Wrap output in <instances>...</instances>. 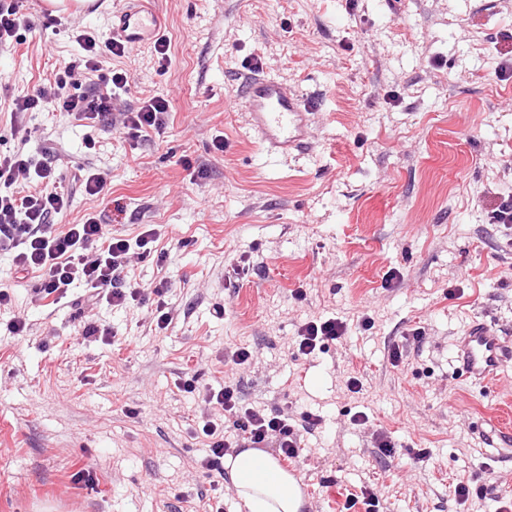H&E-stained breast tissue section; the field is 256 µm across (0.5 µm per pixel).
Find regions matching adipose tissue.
<instances>
[{
	"mask_svg": "<svg viewBox=\"0 0 512 512\" xmlns=\"http://www.w3.org/2000/svg\"><path fill=\"white\" fill-rule=\"evenodd\" d=\"M224 471L235 490L237 512H300V479L272 454L256 448L227 454Z\"/></svg>",
	"mask_w": 512,
	"mask_h": 512,
	"instance_id": "adipose-tissue-1",
	"label": "adipose tissue"
}]
</instances>
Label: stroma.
Masks as SVG:
<instances>
[{
    "mask_svg": "<svg viewBox=\"0 0 512 512\" xmlns=\"http://www.w3.org/2000/svg\"><path fill=\"white\" fill-rule=\"evenodd\" d=\"M113 8L52 15L23 0L26 42L0 46V152L41 160L66 186L105 172L103 191L76 193L57 222L158 228L166 261L140 260L130 278L167 281L174 320L158 331L147 309L80 288L33 300L36 278L0 257L13 296L0 308V512H202L206 442L179 389L193 374L238 385L246 405L322 415L301 435L302 512H341L364 489L380 512H502L512 367L472 383L455 342L477 319L512 339V228L488 216L512 195V0H156L167 54L103 49L99 76L127 73L121 109L168 100L164 134L58 111L12 119L17 95L83 67L86 39L103 48ZM493 57L510 63L505 78ZM255 74L309 106L306 154L267 152L246 127L238 91ZM19 312L23 336L8 329ZM320 316L348 331L301 355L294 339ZM92 323L111 344L83 338ZM242 347L251 359L227 363ZM84 467L92 485L71 480ZM462 480L482 499H456Z\"/></svg>",
    "mask_w": 512,
    "mask_h": 512,
    "instance_id": "obj_1",
    "label": "stroma"
}]
</instances>
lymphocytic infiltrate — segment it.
<instances>
[{
  "label": "lymphocytic infiltrate",
  "instance_id": "lymphocytic-infiltrate-1",
  "mask_svg": "<svg viewBox=\"0 0 512 512\" xmlns=\"http://www.w3.org/2000/svg\"><path fill=\"white\" fill-rule=\"evenodd\" d=\"M76 76L74 66L59 67L53 80L14 98V112L61 110L80 121L107 125L115 121L134 138L162 133L169 109L167 100L148 98L137 110L121 112L116 121L112 114L117 111L118 91L128 87L126 74L113 73L108 84L81 95L69 91ZM70 203V192L56 181L51 167L19 153L0 155V253L11 255L17 270L39 277L36 300L52 296L62 299L71 288L80 286L92 300H103L114 307L145 303L148 295L131 285L128 273L133 262L151 254L158 231L151 228L133 239L110 236L93 216L78 224L57 227L56 218ZM347 329V323L337 317L306 322L298 332V350L304 355L313 354L326 342L343 336ZM182 389L197 397L205 409L236 415L238 426L252 444H274L288 459L299 455L300 431H312L322 422L319 415L310 412L296 417L284 411L273 414L244 406L233 384L215 388L199 384L193 377ZM200 432L208 441L202 469L209 477H223L224 456L230 449L223 420H205Z\"/></svg>",
  "mask_w": 512,
  "mask_h": 512
}]
</instances>
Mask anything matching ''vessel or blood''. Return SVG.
I'll list each match as a JSON object with an SVG mask.
<instances>
[{
  "label": "vessel or blood",
  "mask_w": 512,
  "mask_h": 512,
  "mask_svg": "<svg viewBox=\"0 0 512 512\" xmlns=\"http://www.w3.org/2000/svg\"><path fill=\"white\" fill-rule=\"evenodd\" d=\"M153 0H120L112 12L110 35L130 46H141L161 32ZM238 97L250 128L270 151L283 156L303 150L310 135V109L282 83L264 77L248 78ZM457 362L472 381L489 384L512 365V346H505L491 325L473 321L457 343Z\"/></svg>",
  "instance_id": "b4317fda"
}]
</instances>
